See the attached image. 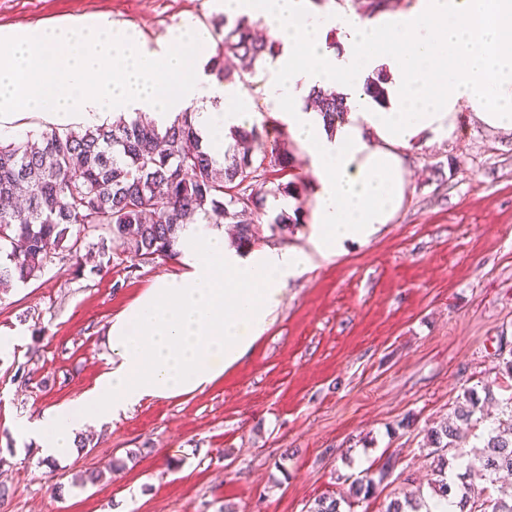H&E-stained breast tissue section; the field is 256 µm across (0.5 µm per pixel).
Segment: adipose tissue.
I'll return each mask as SVG.
<instances>
[{
  "label": "adipose tissue",
  "instance_id": "adipose-tissue-1",
  "mask_svg": "<svg viewBox=\"0 0 512 512\" xmlns=\"http://www.w3.org/2000/svg\"><path fill=\"white\" fill-rule=\"evenodd\" d=\"M224 11L280 42L265 62L263 97L315 180L311 247L243 256L218 231L189 225L185 271L157 278L112 320L107 367L94 384L21 421L45 457L70 455L78 432L142 402L213 385L266 331L288 278L393 220L407 194L404 153L422 134L452 133L465 108L487 127L512 130V0H413L374 20L339 0L322 11L312 0H224ZM208 59L206 39L188 24L158 50L105 15L1 31L0 130L28 113L93 126L145 112L165 125L189 109L223 159L229 131L262 117L248 95L206 73ZM379 77L380 100L366 90ZM329 87L349 106L332 129L306 105Z\"/></svg>",
  "mask_w": 512,
  "mask_h": 512
}]
</instances>
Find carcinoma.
<instances>
[{
  "instance_id": "cac0c4a2",
  "label": "carcinoma",
  "mask_w": 512,
  "mask_h": 512,
  "mask_svg": "<svg viewBox=\"0 0 512 512\" xmlns=\"http://www.w3.org/2000/svg\"><path fill=\"white\" fill-rule=\"evenodd\" d=\"M213 26L224 32L210 68L220 82L244 80L257 62L278 51V41L257 35L246 16H221ZM313 104L329 126L348 111L333 91H318ZM268 137L265 126L234 129L233 154L221 165L195 129L192 113L160 126L139 112L77 132L47 125L35 136L0 142V285L39 277L63 252L81 270L91 235L98 239V272L112 265L107 241L123 245L120 264L169 259L180 254L182 230L194 222L231 225L230 246L239 251L259 242L256 217H268L271 235H283L289 225L303 223L307 187L293 173V148L284 142L268 151ZM270 197L291 198L296 205L271 216ZM482 407L477 390L469 389L454 411L468 428L446 420L431 430L435 465L428 486L433 498L458 512H512V500L492 495L500 474H512V395L501 401V417L476 434ZM395 466L387 458L379 477L360 482L354 495L375 494ZM342 502L330 494L307 512H341ZM386 512L432 508L419 485L392 500Z\"/></svg>"
}]
</instances>
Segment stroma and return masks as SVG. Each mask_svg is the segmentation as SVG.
Listing matches in <instances>:
<instances>
[{
  "instance_id": "1",
  "label": "stroma",
  "mask_w": 512,
  "mask_h": 512,
  "mask_svg": "<svg viewBox=\"0 0 512 512\" xmlns=\"http://www.w3.org/2000/svg\"><path fill=\"white\" fill-rule=\"evenodd\" d=\"M105 14L148 48L191 21L219 42L218 0H0V31ZM405 203L367 244L288 280L263 335L206 391L150 400L84 431L48 461L21 420L75 400L107 367L106 331L179 258L109 273L56 259L0 292V512H385L404 478L425 481L427 435L470 388L498 417L512 394V131L470 109L451 135L405 153ZM409 427H402L403 418ZM398 464L384 489L353 481ZM125 460L124 469L112 467ZM396 466V459L392 457H388L386 461L382 464V466L378 470V481L376 482L373 477H367L363 481H361L357 487L355 488V492L353 494L355 496L362 495L365 498L376 493L379 485L384 481L385 477L389 474L390 470H393Z\"/></svg>"
}]
</instances>
